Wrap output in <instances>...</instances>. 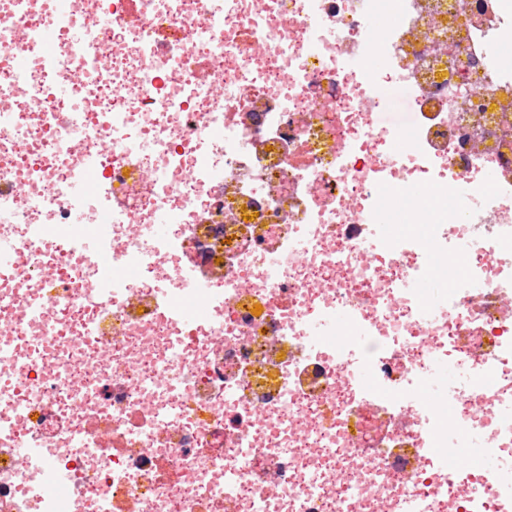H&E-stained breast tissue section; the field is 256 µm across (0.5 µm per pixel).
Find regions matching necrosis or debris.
<instances>
[{
    "label": "necrosis or debris",
    "instance_id": "obj_1",
    "mask_svg": "<svg viewBox=\"0 0 512 512\" xmlns=\"http://www.w3.org/2000/svg\"><path fill=\"white\" fill-rule=\"evenodd\" d=\"M462 2L0 0V512H512V393L475 412L512 383V0ZM447 21L478 126L416 66ZM417 180L427 232L380 239ZM462 239L426 315L408 283ZM440 356L470 377L429 401ZM450 412L506 467L463 468ZM407 96L403 88L396 85H386L382 99L375 112L384 123H406L410 119V109L407 106Z\"/></svg>",
    "mask_w": 512,
    "mask_h": 512
}]
</instances>
